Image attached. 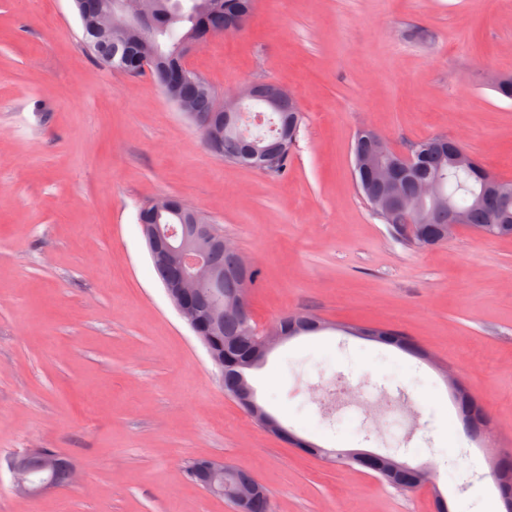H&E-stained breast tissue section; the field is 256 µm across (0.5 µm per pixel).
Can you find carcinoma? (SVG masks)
Returning a JSON list of instances; mask_svg holds the SVG:
<instances>
[{
	"label": "carcinoma",
	"mask_w": 512,
	"mask_h": 512,
	"mask_svg": "<svg viewBox=\"0 0 512 512\" xmlns=\"http://www.w3.org/2000/svg\"><path fill=\"white\" fill-rule=\"evenodd\" d=\"M257 0H142L141 10L156 24L153 38L145 43L136 38L135 33L125 37L124 42L113 40L105 26L109 19L100 16L96 22L103 29L92 33L83 16L82 0H74L82 26V42L93 41L89 48L91 56L99 64L130 76L140 73L136 59L140 55L156 56L166 66L177 69L181 65L180 47L190 37L206 40L210 34L224 30L235 19L253 13ZM172 95L189 101L194 111L204 117L221 119L224 113L219 111L215 93L209 83L201 76L195 81H185L172 90ZM276 100V109L262 113L265 122L258 124L247 120L246 113H240L238 124L224 130L220 140H212L202 135L206 149L226 162L238 163L245 159L250 146L256 144L264 151V158L250 160L253 167L279 174L286 169L288 154L295 144L302 123L301 112L295 102L280 93V88L264 85L257 92L254 102L267 104L266 98ZM380 133L371 128L359 130L354 138L352 153L372 156L377 152ZM423 152L420 165L407 174L399 184V193L410 200L404 208L386 205L388 190L371 172H356L355 180L359 194L372 214L386 224L392 236L415 250L427 249L448 242L444 236V227L452 221L458 212L469 214L470 224L484 226L490 224V216L478 204V198L487 185L492 183L486 169L476 165L470 169L454 166L448 153L454 146L452 139L435 136L416 141ZM434 179L440 187V194L433 199L423 200L416 186L423 180ZM153 201H147L140 209L139 224H172L177 221L173 214H165L156 219L152 208ZM415 224L422 231L419 236L406 237L400 229ZM493 238H512V204L506 206L499 216L498 223L491 224ZM210 264L224 271V320L212 330L216 345L233 343L238 347L235 357L247 355L254 343L249 333L252 318L248 302L240 301L245 287L253 288L260 280L261 270L248 273L239 270V255L235 249L218 245L209 252ZM320 317L309 312L287 314L278 320L280 331L285 336H302L322 331ZM355 336L361 339L396 346L423 360H429L428 353L411 337L400 330L369 325H354ZM249 370L242 366L224 368V392L232 395L233 389L248 376ZM458 413L463 419L465 430L471 437L482 435L491 424L486 411L470 395L466 385L461 384L450 389ZM312 456L326 459L338 466H358L376 474L384 482L410 491L416 488L418 473L425 470L421 465H412L409 469L391 478L378 468L373 461H357L347 456V451L324 448L318 444L309 448L297 444Z\"/></svg>",
	"instance_id": "cac0c4a2"
}]
</instances>
